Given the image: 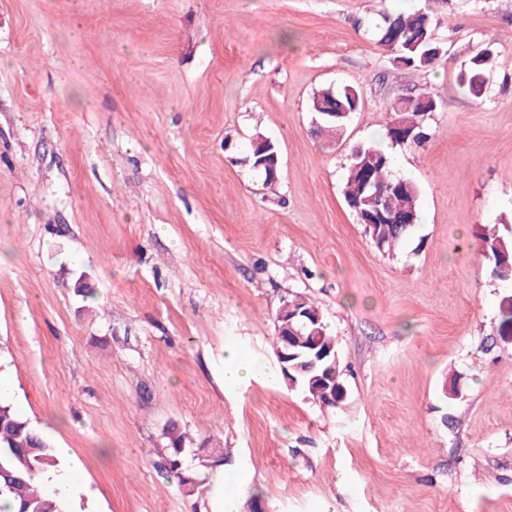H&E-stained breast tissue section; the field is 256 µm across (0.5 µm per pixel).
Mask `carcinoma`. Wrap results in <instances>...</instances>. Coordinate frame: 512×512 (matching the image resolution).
Masks as SVG:
<instances>
[{
	"label": "carcinoma",
	"instance_id": "obj_1",
	"mask_svg": "<svg viewBox=\"0 0 512 512\" xmlns=\"http://www.w3.org/2000/svg\"><path fill=\"white\" fill-rule=\"evenodd\" d=\"M433 19L426 13H384L376 26V43L394 60L408 69L427 68L433 65L430 52L436 48L432 38ZM494 59L487 55H476L469 59L464 70L458 73V83L474 99L482 98L487 82V75L493 68ZM403 98L410 100L403 112L389 109L392 121L386 125V136L391 145L400 147H422L430 138L428 119L436 110V101L431 99L427 106L417 103L409 94ZM361 102L359 90L350 85L325 87L312 97L309 109L315 118L328 111V106L336 105L338 112L354 113ZM400 120L414 127V137L399 140L392 128V122ZM370 168L372 187L387 189L399 181L391 170L389 156L380 148L368 144H356L349 153L347 177L343 188L345 199L364 201L371 194L365 188L361 168ZM420 190L418 186L409 189L406 195L387 194L386 205L395 214L407 209L419 212ZM414 226L407 228L400 224H373L366 228L376 249L382 253L392 254L401 249L411 238ZM484 257L488 260L490 275L502 282H512V237L508 238L495 230L480 235ZM285 301L311 316L322 315L319 307L307 296L300 293L291 294ZM499 332L505 336L512 334V293L504 294L498 302ZM316 336L304 331L305 341L315 343L327 356L318 362L311 372H301L295 365L307 361V349L297 348L299 356L288 361V371L295 381L294 388L301 390L314 400L331 403L328 397L334 382L341 381L340 360L335 356L336 338L331 334L324 321L312 326ZM170 451L165 459L167 473L178 479V483L190 495L207 489L208 478L200 477L183 467L186 453L190 452L198 459L201 466L214 469L224 465L228 457L210 453L198 454L196 448H186L183 436L172 430L168 433ZM59 460L51 442L38 434L30 421L17 413L9 404L0 403V497L12 502L14 512H69L68 502L62 501L31 483L30 477L38 470L56 468Z\"/></svg>",
	"mask_w": 512,
	"mask_h": 512
}]
</instances>
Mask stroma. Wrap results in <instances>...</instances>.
<instances>
[{"instance_id":"obj_1","label":"stroma","mask_w":512,"mask_h":512,"mask_svg":"<svg viewBox=\"0 0 512 512\" xmlns=\"http://www.w3.org/2000/svg\"><path fill=\"white\" fill-rule=\"evenodd\" d=\"M392 10L433 16L436 66L382 53ZM485 49L476 101L457 75ZM337 84L362 103L331 148L308 102ZM409 88L438 108L397 171L420 222L387 256L342 187ZM511 214L512 0H0V375L82 459L70 512H219L160 469L172 427L228 454L225 494L262 512H512V283L477 238ZM291 293L336 337L337 404L265 376ZM227 361L224 370V378L227 382L243 383L249 379L253 372V368L250 364L241 360L232 350L228 351Z\"/></svg>"}]
</instances>
